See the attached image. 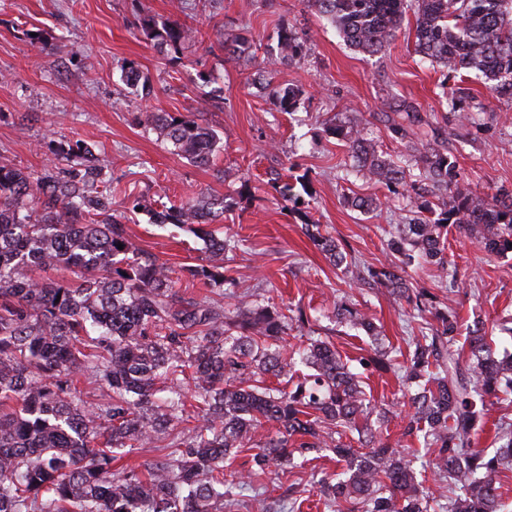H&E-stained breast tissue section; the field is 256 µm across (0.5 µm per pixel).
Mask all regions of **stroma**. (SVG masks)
Masks as SVG:
<instances>
[{
	"label": "stroma",
	"mask_w": 512,
	"mask_h": 512,
	"mask_svg": "<svg viewBox=\"0 0 512 512\" xmlns=\"http://www.w3.org/2000/svg\"><path fill=\"white\" fill-rule=\"evenodd\" d=\"M178 3L0 0V162L40 172L52 164L49 140L94 144L120 220L144 250L175 269L204 258L203 241L153 224L147 212L126 210L127 195L175 204L224 197L223 227L243 240L233 261L237 295L255 305L268 289H276L284 303L318 316L319 335H331L342 354L356 357L370 341L339 335L336 304L348 300L374 318L385 345L401 347L412 326L409 307L395 303L386 290L364 289L344 277L305 235L304 226L320 224L322 234L363 263L385 261L384 239L399 203L376 182L343 180L346 152L331 129L358 124L366 138L397 159L403 145L373 117L392 95L413 101L429 121H441L447 110L439 89L442 72L415 53L413 16H406L387 51L370 56L346 45L303 0H192L188 21L202 36L170 62L141 25L147 18H179ZM281 27L310 35L305 55L286 66L269 63L264 51ZM228 34L258 45L255 59L225 61L220 44ZM131 65L152 89L146 99H132L121 79ZM265 73L274 84L303 88L296 114L282 112L273 97L246 85V76ZM203 74L223 87L220 106L204 101ZM468 86L485 112L471 131L459 169L475 195L487 201L500 189H512V97H488L476 80ZM148 112L188 115L209 124L220 138L211 165L200 167L170 153L144 127ZM301 174L307 177L305 204L297 212L268 181ZM354 195L373 198L379 209L354 210L346 202ZM446 253L461 281L455 292L441 288L436 270L412 271V280L436 293L462 323H481L497 354L512 353V266L453 230ZM364 386L390 411L383 434L392 446L406 448L396 404L400 380L369 370ZM341 471L324 457L280 477L268 492L270 512H281L298 487L305 491L303 512H326L314 477Z\"/></svg>",
	"instance_id": "35a3bbf8"
}]
</instances>
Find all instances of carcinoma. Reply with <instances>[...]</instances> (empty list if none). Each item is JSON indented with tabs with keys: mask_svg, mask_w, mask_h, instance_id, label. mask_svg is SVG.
Listing matches in <instances>:
<instances>
[{
	"mask_svg": "<svg viewBox=\"0 0 512 512\" xmlns=\"http://www.w3.org/2000/svg\"><path fill=\"white\" fill-rule=\"evenodd\" d=\"M344 41L368 55L384 52L407 9L415 16V52L445 72L451 115L425 123L411 101L392 98L381 119L410 151L396 161L361 130L341 134L353 172L408 202L388 231L394 261L357 271L396 300L421 311L433 296L415 292L408 268H448V227L469 234L485 252L512 255V193L486 204L460 179L458 158L472 113L454 82L475 73L492 95H512V0H307ZM154 46L176 58L199 31L178 20L143 21ZM309 37L276 33L269 51L287 64ZM225 58L250 54L244 38L224 42ZM294 113L299 90L248 79ZM144 124L170 152L207 167L219 137L180 114L148 112ZM58 170L34 173L0 165V512H238L224 462L248 453L240 480L281 472L294 453L329 451L345 464L317 481L316 496L349 512H430V495L409 455L383 441L370 424L375 408L362 372L396 369L407 386L404 438L431 451L432 474L448 479V512H501L498 484L512 474V424L496 425L492 454L478 446L489 407L512 395V355L494 356L486 336L467 330L469 355L455 349L459 323L434 312L437 325L408 340L399 363L373 324L347 304L339 323L373 338V354L342 358L329 337L288 343L287 316L276 307L223 306L191 288L234 294L226 261L234 236L212 227L225 200L209 196L179 205L129 201L152 222L185 228L204 241L206 257L175 271L150 255L112 213V184L95 146L67 142L53 149ZM306 234L334 265L357 267L317 224ZM123 249H118V245ZM63 268L65 279L40 271ZM358 435L360 448L349 436ZM126 448H159L161 456L119 464Z\"/></svg>",
	"mask_w": 512,
	"mask_h": 512,
	"instance_id": "1",
	"label": "carcinoma"
}]
</instances>
